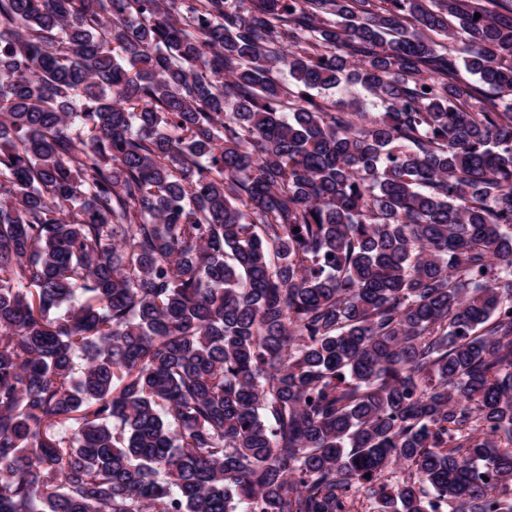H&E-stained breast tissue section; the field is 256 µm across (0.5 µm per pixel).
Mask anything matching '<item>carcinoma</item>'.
I'll use <instances>...</instances> for the list:
<instances>
[{
  "label": "carcinoma",
  "mask_w": 512,
  "mask_h": 512,
  "mask_svg": "<svg viewBox=\"0 0 512 512\" xmlns=\"http://www.w3.org/2000/svg\"><path fill=\"white\" fill-rule=\"evenodd\" d=\"M251 2L0 0V512H512V0Z\"/></svg>",
  "instance_id": "1"
}]
</instances>
